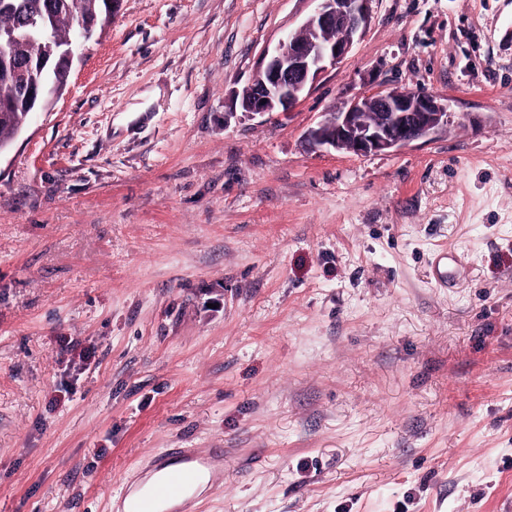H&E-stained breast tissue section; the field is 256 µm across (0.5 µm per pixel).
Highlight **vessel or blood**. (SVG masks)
Wrapping results in <instances>:
<instances>
[{"label": "vessel or blood", "mask_w": 512, "mask_h": 512, "mask_svg": "<svg viewBox=\"0 0 512 512\" xmlns=\"http://www.w3.org/2000/svg\"><path fill=\"white\" fill-rule=\"evenodd\" d=\"M223 466V458L217 456H202L191 448H168L152 462L153 482L146 487L124 488L119 498L125 512H169L168 502L193 499L201 469L216 471Z\"/></svg>", "instance_id": "1"}]
</instances>
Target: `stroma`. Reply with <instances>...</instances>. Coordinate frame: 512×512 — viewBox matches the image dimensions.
<instances>
[{"label":"stroma","instance_id":"35a3bbf8","mask_svg":"<svg viewBox=\"0 0 512 512\" xmlns=\"http://www.w3.org/2000/svg\"><path fill=\"white\" fill-rule=\"evenodd\" d=\"M315 7L123 0L0 155V512H112L167 448L224 451L191 512H512V0H373L231 111ZM392 87L447 126L305 150ZM315 1L316 8L299 30L288 32L261 59L247 85L234 91L235 108L239 105L248 115L289 110L349 53L370 25L373 0ZM336 29L344 30L346 36L332 38Z\"/></svg>","mask_w":512,"mask_h":512}]
</instances>
